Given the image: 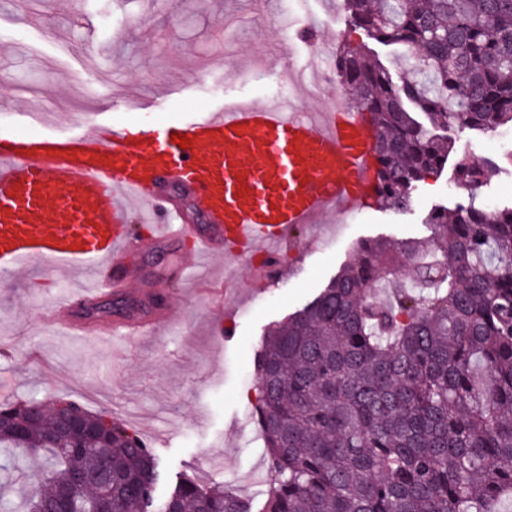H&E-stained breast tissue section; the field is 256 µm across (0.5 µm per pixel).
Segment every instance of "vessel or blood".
Instances as JSON below:
<instances>
[{
  "label": "vessel or blood",
  "instance_id": "b4317fda",
  "mask_svg": "<svg viewBox=\"0 0 512 512\" xmlns=\"http://www.w3.org/2000/svg\"><path fill=\"white\" fill-rule=\"evenodd\" d=\"M189 138L187 147L174 134ZM378 132L344 106L303 117L293 110L246 101L184 124L147 130L95 125L62 136L51 132L0 135V275L33 260L78 263L92 289L85 305L125 292L117 279L136 242L128 221L138 217L153 241H189L177 267L187 278L207 251L242 260L257 245L265 257L250 287L262 292L277 280L281 249L295 227L327 210L348 211L374 196ZM199 195L214 221L201 231L168 201L170 185ZM157 289L150 314L107 320L106 341L136 342L156 335L160 323L179 320ZM61 295L49 324L73 335L85 320Z\"/></svg>",
  "mask_w": 512,
  "mask_h": 512
}]
</instances>
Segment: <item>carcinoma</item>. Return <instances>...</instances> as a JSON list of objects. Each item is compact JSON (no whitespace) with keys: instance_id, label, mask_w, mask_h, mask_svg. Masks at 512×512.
I'll return each instance as SVG.
<instances>
[{"instance_id":"cac0c4a2","label":"carcinoma","mask_w":512,"mask_h":512,"mask_svg":"<svg viewBox=\"0 0 512 512\" xmlns=\"http://www.w3.org/2000/svg\"><path fill=\"white\" fill-rule=\"evenodd\" d=\"M351 25L416 55L393 80L364 44L334 70L379 132L377 203L404 212L448 163V130L512 125V0H343ZM455 157L468 201L434 210L426 241L375 239L265 336L254 416L272 481L265 512H499L512 498V206L476 192L499 163ZM105 435L57 430L32 401L0 402V448L50 458L9 512H46L58 488L99 512H251L221 486L187 479L162 503L163 473L140 436L105 412ZM112 461V485L84 479Z\"/></svg>"}]
</instances>
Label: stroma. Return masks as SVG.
<instances>
[{"mask_svg":"<svg viewBox=\"0 0 512 512\" xmlns=\"http://www.w3.org/2000/svg\"><path fill=\"white\" fill-rule=\"evenodd\" d=\"M344 41L367 43L394 79L406 76L394 47L351 27L336 0H36L29 10L9 0L0 5V132H34L46 112L56 115L52 132L70 135L97 118L184 123L239 100L313 110L346 93L327 69ZM450 136L456 152L478 159L512 153V127ZM465 199L448 165L417 184L407 211L321 215L296 228L279 279L262 293L249 288V268L229 277L220 262L178 283L183 244L139 250L124 276L164 290L184 325L111 357L92 338L45 330L63 268L0 277V399L111 412L152 436L164 488L218 483L262 512L271 475L252 409L267 329L313 299L360 241L426 240L430 212Z\"/></svg>","mask_w":512,"mask_h":512,"instance_id":"obj_1","label":"stroma"}]
</instances>
